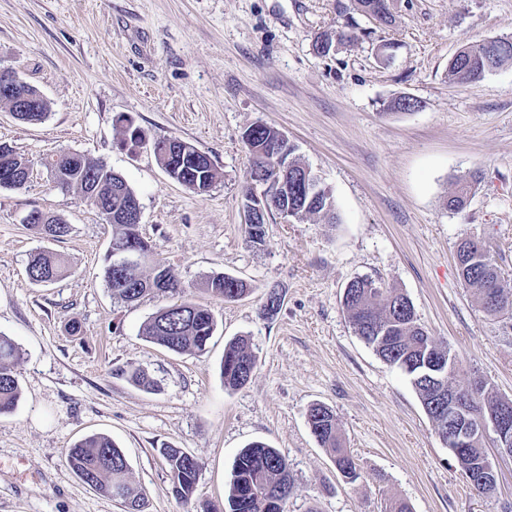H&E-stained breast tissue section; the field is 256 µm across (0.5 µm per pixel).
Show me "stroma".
<instances>
[{
    "mask_svg": "<svg viewBox=\"0 0 512 512\" xmlns=\"http://www.w3.org/2000/svg\"><path fill=\"white\" fill-rule=\"evenodd\" d=\"M390 11L391 25L381 26L352 0H0V71L49 103L38 123L0 105V143L35 164L23 188L0 187V333L21 349L22 391L0 417V512H125L65 462L95 433L124 452L146 491L144 512L189 510L171 491L163 446L199 460L201 505L223 501L236 456L255 441L290 466L288 512H389L396 499L411 512H512V457L486 438L498 484L473 490L407 376L355 334L341 304L358 276L401 290L456 355L457 384L478 375L512 399V330L483 312L455 258L462 239H484L512 288V62L472 85L448 79L459 48L512 36V0H391ZM352 18L369 37L318 56L315 39ZM386 42L397 45L388 61ZM403 96L418 109L389 110ZM122 116L147 145L124 144ZM258 121L295 145L331 192L339 223L274 213L264 243L247 242L251 160L241 134ZM164 138L209 155L220 177L208 192L158 165L150 144ZM61 151L124 176L142 207L141 235L183 294L113 301L104 281L111 225L39 164ZM472 171L480 182L469 206L448 212L444 198ZM34 209L60 217L69 233L35 234L24 222ZM42 250L66 257L70 274L33 283L27 267ZM217 274L250 293L227 302L203 292ZM183 298L217 321L204 353L176 354L140 333ZM240 336L251 339L257 367L230 390L219 365ZM131 367L158 390L131 384ZM315 403L333 411L360 465L355 483L311 433Z\"/></svg>",
    "mask_w": 512,
    "mask_h": 512,
    "instance_id": "35a3bbf8",
    "label": "stroma"
}]
</instances>
